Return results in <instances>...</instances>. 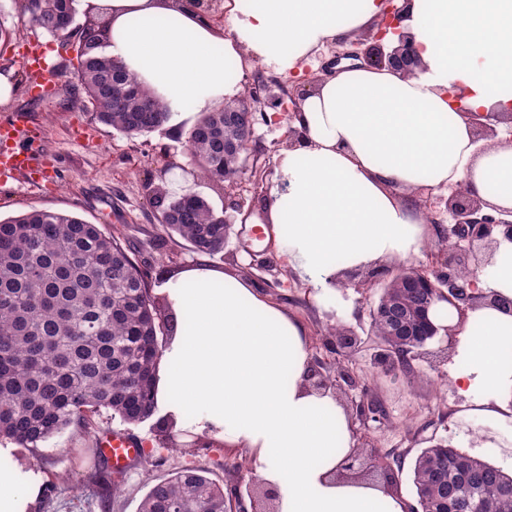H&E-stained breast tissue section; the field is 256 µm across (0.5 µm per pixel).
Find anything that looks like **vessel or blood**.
<instances>
[{
    "label": "vessel or blood",
    "instance_id": "b4317fda",
    "mask_svg": "<svg viewBox=\"0 0 512 512\" xmlns=\"http://www.w3.org/2000/svg\"><path fill=\"white\" fill-rule=\"evenodd\" d=\"M22 68L33 75V95L40 98L55 90L51 81L41 76L42 62L37 53L23 57ZM39 135L29 119L22 114L0 123V178L18 174L43 175L47 168V157L37 146ZM96 451L101 459L114 468L125 469L138 461L142 455L139 441L124 432H110L96 441Z\"/></svg>",
    "mask_w": 512,
    "mask_h": 512
}]
</instances>
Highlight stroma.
Segmentation results:
<instances>
[{"label": "stroma", "mask_w": 512, "mask_h": 512, "mask_svg": "<svg viewBox=\"0 0 512 512\" xmlns=\"http://www.w3.org/2000/svg\"><path fill=\"white\" fill-rule=\"evenodd\" d=\"M0 25L13 33V39L0 53V74L9 78L13 90L10 99L0 104V120L21 112L30 114L42 131V143L53 162L51 183L37 187L24 176L0 183V218L7 219L33 209H49L73 214L106 232H122L138 258H147L150 242L162 234L158 214L149 199L154 189L170 188L179 181L182 192L205 197L215 210L235 220L231 200L243 201L245 209L259 211L274 185L272 168L279 151L292 141L286 103L289 94L299 96L311 91L316 81L335 76L348 65V53L363 52L375 42V32L364 29L337 38L304 59L300 72L283 75L259 63L243 71L244 85L266 84L272 99L264 112L271 120L256 127L255 148L267 172L261 185L243 179L233 192L223 184L200 177L185 147L186 125H165L151 133L129 137L99 122L78 82L76 62L64 44L67 33L52 35L23 15L13 0H0ZM39 44L44 62L54 79L60 80L58 95L31 100L20 59L30 44ZM264 241L244 249L239 234H232L222 254L201 257L192 252L180 237L170 238L166 265L184 269L204 264L223 271L232 269L244 275L269 300L297 320L308 335V352L313 366L332 373L343 368L355 378L358 387L334 388L333 393L348 415H355L358 403L374 399L383 410L379 420L354 424L357 447L377 448L375 457L357 479L384 485V470L401 462L404 470L395 493L414 501V487L408 472L416 455L430 439L447 438L455 447L497 466L506 459L491 448L475 447L469 428L458 415L464 400L454 387L450 372L456 353L446 336H437L412 360L414 380L400 371L388 369L378 361L383 346L371 332V313L380 294L381 282L371 269L345 272L341 294L344 305L331 306L316 296L313 288L295 280L285 262L267 269L258 264L255 254ZM341 326L358 337L355 351L337 356L331 327ZM95 431L127 430L137 438L143 454L121 483V491L112 500V512H138L149 489L159 480L185 467L205 471L207 477L225 492L245 488L254 469L248 449L228 448L223 442L191 434H175L173 445H158L154 421L123 427L110 412L94 419ZM92 438L66 429L39 448L21 449L20 457L28 468L41 475L43 482L55 483L60 495L54 512H88L86 499L92 491L84 484L87 471L96 463Z\"/></svg>", "instance_id": "35a3bbf8"}]
</instances>
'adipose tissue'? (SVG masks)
<instances>
[{"instance_id": "ef3b65f1", "label": "adipose tissue", "mask_w": 512, "mask_h": 512, "mask_svg": "<svg viewBox=\"0 0 512 512\" xmlns=\"http://www.w3.org/2000/svg\"><path fill=\"white\" fill-rule=\"evenodd\" d=\"M107 24V55L150 88L175 123L243 91L227 61L280 73L313 50L374 25L378 0H224L221 36L185 0H80ZM401 29L420 61L405 76L350 68L300 103L302 136L281 149L262 213L294 276L325 301L350 269L405 261L435 231L404 195L470 186L488 214L512 209V140L478 145L473 119L512 125V0H410ZM475 286L512 300V241L499 239ZM173 336L156 372L157 409L174 430L247 448L275 494V512H408L395 493L336 473L355 450L350 418L317 388L303 326L251 283L198 266L162 285ZM453 381L485 432L479 448L512 447V314L475 304L459 325ZM40 481L22 464L0 469V512H33Z\"/></svg>"}]
</instances>
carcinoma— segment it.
<instances>
[{"label": "carcinoma", "instance_id": "1", "mask_svg": "<svg viewBox=\"0 0 512 512\" xmlns=\"http://www.w3.org/2000/svg\"><path fill=\"white\" fill-rule=\"evenodd\" d=\"M45 31L64 30L76 15L75 0H14ZM109 32L88 14L76 28L78 76L97 119L130 137L153 132L170 119L150 88L136 82L121 63L103 53ZM234 100L200 116L186 147L207 179L232 190L246 175L243 161L224 160V144L245 157L255 143L249 127L224 122ZM167 236L188 241L192 251L213 257L233 232L224 214L197 194L156 193L150 200ZM391 273L379 296L406 295L415 314L429 301L422 293L396 287ZM174 319L157 308L143 268L122 234L50 210H31L0 220V437L22 448L41 445L73 426L92 429L93 416L112 412L138 425L156 411L155 377L162 354L160 337L173 332ZM372 332L399 370L411 377V360L425 346L394 327L376 305ZM87 481L100 488L101 512L112 510L121 487L112 473L94 468ZM416 504L410 512H512V474L434 439L412 466ZM230 497L198 469H182L155 483L139 512H225Z\"/></svg>", "mask_w": 512, "mask_h": 512}]
</instances>
